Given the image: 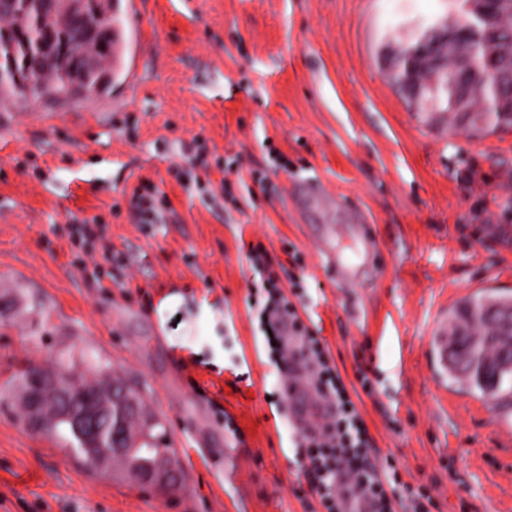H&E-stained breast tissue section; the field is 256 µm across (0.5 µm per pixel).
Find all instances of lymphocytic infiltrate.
Returning a JSON list of instances; mask_svg holds the SVG:
<instances>
[{
  "label": "lymphocytic infiltrate",
  "instance_id": "obj_1",
  "mask_svg": "<svg viewBox=\"0 0 512 512\" xmlns=\"http://www.w3.org/2000/svg\"><path fill=\"white\" fill-rule=\"evenodd\" d=\"M129 207L139 223L157 224L168 211L169 202L152 179L143 177L131 191ZM249 290L262 302L264 342L269 364L278 378L287 379L290 373L288 352L276 322L277 316L284 314L300 338L301 354L314 367L321 398L332 408L331 418L319 435L309 437L298 433L294 436L298 463L312 496L318 498L324 512H341L340 489L348 485L360 494L373 497L378 503L377 512H394V498L388 489L397 483L396 469L388 462L377 465L371 461L373 438L319 336L303 323L295 304L283 293L276 278L253 282Z\"/></svg>",
  "mask_w": 512,
  "mask_h": 512
}]
</instances>
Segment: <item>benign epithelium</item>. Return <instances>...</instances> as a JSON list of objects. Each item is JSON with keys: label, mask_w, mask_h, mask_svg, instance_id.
Wrapping results in <instances>:
<instances>
[{"label": "benign epithelium", "mask_w": 512, "mask_h": 512, "mask_svg": "<svg viewBox=\"0 0 512 512\" xmlns=\"http://www.w3.org/2000/svg\"><path fill=\"white\" fill-rule=\"evenodd\" d=\"M83 0H53L49 10H40L31 14L42 31L39 50L54 53L56 32L67 27L81 13ZM409 61V72L415 73L423 66L434 69V74L442 77L448 74V63L442 59L423 53L415 46L405 51ZM59 66L65 69L71 80L83 83L89 70L96 66L98 58L80 50L62 53L57 57ZM497 326L488 323L472 324V342L476 346L489 344L496 334ZM78 380L70 371L43 366L31 367L27 378V389L20 397L22 407L26 408V423L33 432L53 429L61 426L74 433L81 447L93 460L101 463L107 457L131 456L142 449V444H153L155 428L159 421L150 415L129 389L114 384L105 387L89 402L83 399L67 383ZM133 415L140 419L141 433L133 438L120 431L113 424L114 417ZM139 481L157 488L173 491L180 486L182 470L179 463L169 453L157 455L156 466L137 472Z\"/></svg>", "instance_id": "7a95c632"}]
</instances>
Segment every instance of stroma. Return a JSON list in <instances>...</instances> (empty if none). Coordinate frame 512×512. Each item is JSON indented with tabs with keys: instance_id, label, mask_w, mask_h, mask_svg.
I'll return each mask as SVG.
<instances>
[{
	"instance_id": "stroma-1",
	"label": "stroma",
	"mask_w": 512,
	"mask_h": 512,
	"mask_svg": "<svg viewBox=\"0 0 512 512\" xmlns=\"http://www.w3.org/2000/svg\"><path fill=\"white\" fill-rule=\"evenodd\" d=\"M119 75L94 97L0 107V512H305L291 430L268 403L267 363L246 282L247 244L306 311L357 392L376 446L429 512H512V400L449 385L435 322L462 298L512 294V128L482 138L412 103L382 55L448 19V0H144ZM144 78L131 84L132 64ZM206 139L208 177L242 157L255 200L184 190L182 147ZM282 152L284 171L269 154ZM166 193L161 224L137 223L125 190ZM315 179L377 236L376 266L334 287L291 197ZM99 217L116 260L80 271L74 219ZM304 277L291 287L295 258ZM138 388L175 449L181 486L100 472L21 417L19 373L90 356Z\"/></svg>"
}]
</instances>
